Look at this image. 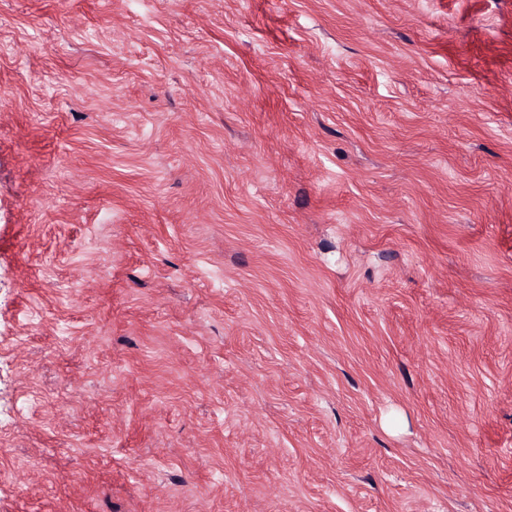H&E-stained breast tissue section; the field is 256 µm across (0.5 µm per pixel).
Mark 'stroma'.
Masks as SVG:
<instances>
[{
	"label": "stroma",
	"instance_id": "1",
	"mask_svg": "<svg viewBox=\"0 0 512 512\" xmlns=\"http://www.w3.org/2000/svg\"><path fill=\"white\" fill-rule=\"evenodd\" d=\"M0 512H512V0H0Z\"/></svg>",
	"mask_w": 512,
	"mask_h": 512
}]
</instances>
